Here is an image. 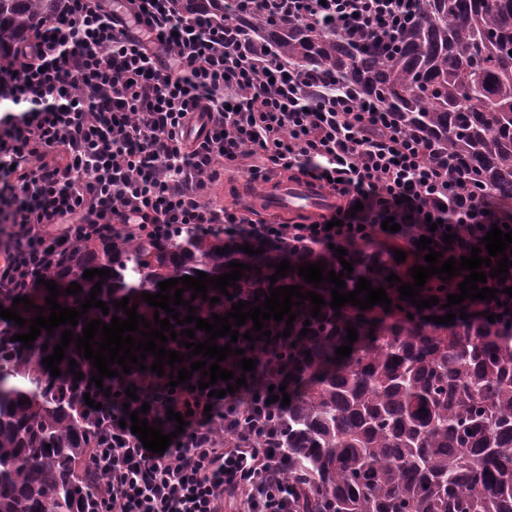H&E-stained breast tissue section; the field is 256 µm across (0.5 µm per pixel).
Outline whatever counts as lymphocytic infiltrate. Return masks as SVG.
I'll list each match as a JSON object with an SVG mask.
<instances>
[{
	"label": "lymphocytic infiltrate",
	"mask_w": 512,
	"mask_h": 512,
	"mask_svg": "<svg viewBox=\"0 0 512 512\" xmlns=\"http://www.w3.org/2000/svg\"><path fill=\"white\" fill-rule=\"evenodd\" d=\"M252 11L331 22L351 38L397 42L418 16L420 0H237ZM0 288H33L39 252L67 250L89 231L168 234L174 225L225 235L266 236L275 225L207 206L225 169L248 163L252 178L303 175L336 195L330 214L288 224L301 242L343 248L387 236L394 217L404 241L431 236L434 251L470 256L493 224L512 226L486 195L466 194L448 158L433 155L382 104L351 92L314 91L311 78L272 56L235 21L202 8L182 14L179 0H59L21 49L0 58ZM362 211H354L355 203ZM438 220L430 230V220ZM459 240L443 242L446 230ZM249 344L268 356L245 387L222 398L168 377L132 371L110 378L105 411L111 433L94 458L101 472L97 512H288V459L263 448L283 385L282 327ZM138 399L127 402V386ZM149 403L148 420L176 432L167 409L186 426L163 454L149 452L126 409ZM236 435L226 444L222 434Z\"/></svg>",
	"instance_id": "f902f5d3"
}]
</instances>
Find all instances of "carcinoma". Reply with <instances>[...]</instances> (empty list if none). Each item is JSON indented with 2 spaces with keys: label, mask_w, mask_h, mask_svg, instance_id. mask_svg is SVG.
I'll list each match as a JSON object with an SVG mask.
<instances>
[{
  "label": "carcinoma",
  "mask_w": 512,
  "mask_h": 512,
  "mask_svg": "<svg viewBox=\"0 0 512 512\" xmlns=\"http://www.w3.org/2000/svg\"><path fill=\"white\" fill-rule=\"evenodd\" d=\"M210 2L213 12L238 19L288 65L396 112L408 133L420 132L448 154L461 186H484L495 201L512 203V0H421L417 20L390 51L348 39L326 23L240 15L237 0ZM57 7L58 0H0V54L12 52ZM246 243L264 253L237 249ZM368 247L349 246L358 264L345 291L365 277L386 289L387 312L347 303L336 317L329 306L333 284L316 290L298 275L297 266L319 260L326 270H339L333 249L297 245L286 236L226 238L220 229L183 228L165 238L118 229L88 236L63 261L48 263L44 279L58 284L61 306L75 308V300L88 299L103 281L97 299L109 303V314L95 307L86 317L108 324L115 314L111 301L127 296L132 306L144 288L155 294L159 282L198 271L216 277L230 272L231 261L253 270L227 287L229 293L266 291L275 273L268 263L287 259L295 270L272 286L300 285L328 302L318 318L309 300L292 307L299 311L290 335L296 346L284 351L290 404L269 446L288 452L291 512H512V322L424 320L448 309L436 304L419 311L401 300L385 280L395 270ZM374 264L383 270L369 271ZM94 268L109 269L110 277L83 278ZM72 282L82 286L76 297L65 294ZM23 296L49 316L44 287L0 288V305L10 308ZM307 319L312 332L302 337ZM348 325L358 340L338 360L335 350L346 344ZM83 326L80 318L52 336L43 329L25 348L10 337L29 332V325L0 319V512H87L98 495L87 461L106 438L80 381L68 372L71 359L82 373L91 361L72 342L60 376L42 364L62 331L77 336Z\"/></svg>",
  "instance_id": "1"
}]
</instances>
